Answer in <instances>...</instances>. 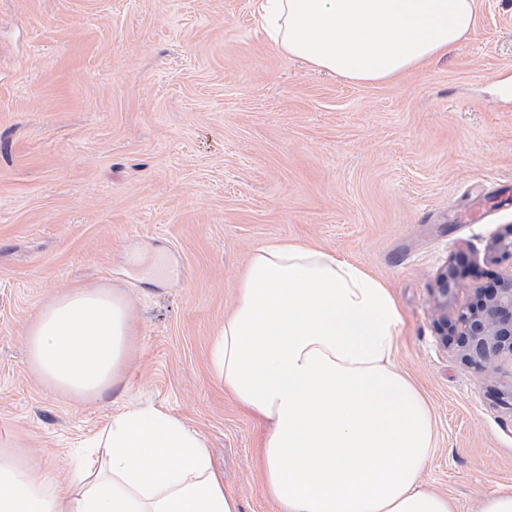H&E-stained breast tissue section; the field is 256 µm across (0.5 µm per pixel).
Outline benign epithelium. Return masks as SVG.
Listing matches in <instances>:
<instances>
[{"label": "benign epithelium", "instance_id": "7a95c632", "mask_svg": "<svg viewBox=\"0 0 512 512\" xmlns=\"http://www.w3.org/2000/svg\"><path fill=\"white\" fill-rule=\"evenodd\" d=\"M443 341H452L476 372L488 373L512 359V274L487 289L484 297L453 323L443 322Z\"/></svg>", "mask_w": 512, "mask_h": 512}]
</instances>
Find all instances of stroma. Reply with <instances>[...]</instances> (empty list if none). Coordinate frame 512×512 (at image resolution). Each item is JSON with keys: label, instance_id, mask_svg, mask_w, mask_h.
<instances>
[{"label": "stroma", "instance_id": "stroma-1", "mask_svg": "<svg viewBox=\"0 0 512 512\" xmlns=\"http://www.w3.org/2000/svg\"><path fill=\"white\" fill-rule=\"evenodd\" d=\"M468 40L384 84L281 53L254 0H0V447L52 472L131 403L204 438L241 512H277L254 466L265 423L210 371L261 245L336 252L404 312L394 354L433 416L422 478L458 512L512 488V361L475 373L438 333L512 259V0H475ZM453 269L442 290L439 275ZM73 287L134 328L120 377L78 404L31 371L26 328Z\"/></svg>", "mask_w": 512, "mask_h": 512}]
</instances>
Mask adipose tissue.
Instances as JSON below:
<instances>
[{
  "label": "adipose tissue",
  "instance_id": "ef3b65f1",
  "mask_svg": "<svg viewBox=\"0 0 512 512\" xmlns=\"http://www.w3.org/2000/svg\"><path fill=\"white\" fill-rule=\"evenodd\" d=\"M274 45L357 83H387L465 41L474 0H255ZM404 313L390 288L334 252L259 247L211 347V371L263 420L259 456L278 512H456L422 480L429 407L393 365ZM126 303L75 288L27 329L48 387L83 402L112 388L129 351ZM64 479L0 449V512H240L202 436L153 406L123 407Z\"/></svg>",
  "mask_w": 512,
  "mask_h": 512
}]
</instances>
